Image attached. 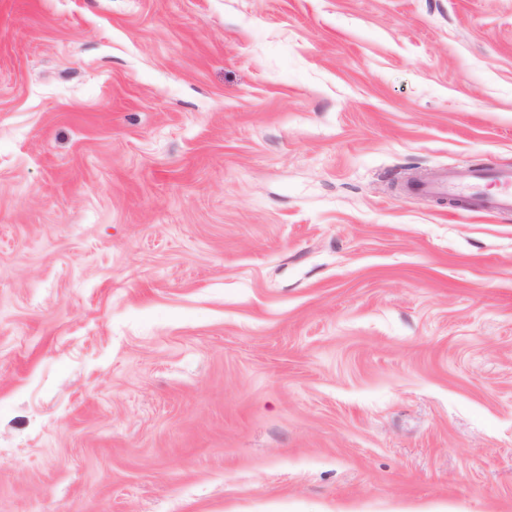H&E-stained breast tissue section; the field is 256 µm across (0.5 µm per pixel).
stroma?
Masks as SVG:
<instances>
[{"label": "stroma", "instance_id": "stroma-1", "mask_svg": "<svg viewBox=\"0 0 512 512\" xmlns=\"http://www.w3.org/2000/svg\"><path fill=\"white\" fill-rule=\"evenodd\" d=\"M477 165L512 0H0V512H512Z\"/></svg>", "mask_w": 512, "mask_h": 512}]
</instances>
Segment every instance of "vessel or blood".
Instances as JSON below:
<instances>
[{
	"instance_id": "vessel-or-blood-1",
	"label": "vessel or blood",
	"mask_w": 512,
	"mask_h": 512,
	"mask_svg": "<svg viewBox=\"0 0 512 512\" xmlns=\"http://www.w3.org/2000/svg\"><path fill=\"white\" fill-rule=\"evenodd\" d=\"M460 186L471 187L470 199L476 212L497 213L512 211V170L485 172L463 169L436 181H425L418 185V192L439 194Z\"/></svg>"
}]
</instances>
